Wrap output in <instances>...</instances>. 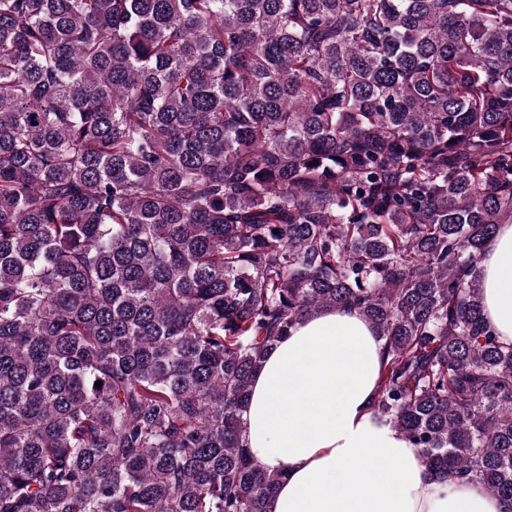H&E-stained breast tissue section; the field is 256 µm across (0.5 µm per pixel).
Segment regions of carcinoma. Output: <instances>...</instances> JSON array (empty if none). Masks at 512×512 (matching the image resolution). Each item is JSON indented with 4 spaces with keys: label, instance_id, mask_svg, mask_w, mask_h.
I'll return each instance as SVG.
<instances>
[{
    "label": "carcinoma",
    "instance_id": "cac0c4a2",
    "mask_svg": "<svg viewBox=\"0 0 512 512\" xmlns=\"http://www.w3.org/2000/svg\"><path fill=\"white\" fill-rule=\"evenodd\" d=\"M511 223L512 0H0V512H268L253 375L344 307L512 512ZM512 224H501L479 265L486 318L512 342ZM510 272V274H508Z\"/></svg>",
    "mask_w": 512,
    "mask_h": 512
}]
</instances>
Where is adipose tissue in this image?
<instances>
[{"label": "adipose tissue", "instance_id": "ef3b65f1", "mask_svg": "<svg viewBox=\"0 0 512 512\" xmlns=\"http://www.w3.org/2000/svg\"><path fill=\"white\" fill-rule=\"evenodd\" d=\"M486 318L512 342V224L479 265ZM382 342L350 308L297 325L267 356L244 410V440L282 474L269 512H500L480 485L436 482L420 451L371 424Z\"/></svg>", "mask_w": 512, "mask_h": 512}]
</instances>
